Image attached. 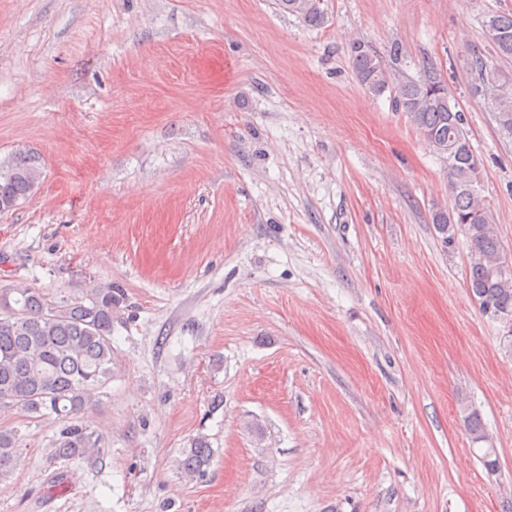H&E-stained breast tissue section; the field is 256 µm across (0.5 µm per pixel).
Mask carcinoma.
Segmentation results:
<instances>
[{"mask_svg": "<svg viewBox=\"0 0 512 512\" xmlns=\"http://www.w3.org/2000/svg\"><path fill=\"white\" fill-rule=\"evenodd\" d=\"M279 10L309 27L325 22L321 0H276ZM486 24L508 33L493 41L499 54L512 57V12L495 13ZM349 59L360 85L379 95L392 78L382 57L366 42L349 45ZM471 67L487 72L488 63L472 56ZM396 102L428 146L448 160L454 204L431 221L451 246L465 238L469 249L468 288L479 309L493 307L494 318L512 322V272L501 271L503 249L494 229L490 204L478 192L481 163L473 151L463 118L450 103L448 87L433 70L420 79L400 80ZM497 110L501 129L512 133V74L487 72L476 89ZM40 177L36 157L18 153L0 164V206L10 208L30 196ZM120 302L112 285H99L80 297L49 300L23 283L0 290V409L17 408L30 419L54 415L64 422L55 440V455L64 460L100 452L102 437L81 422L95 404L96 392L112 373V309ZM182 471L205 472L212 458L209 444L191 441L183 449ZM19 436L0 429V471L17 465Z\"/></svg>", "mask_w": 512, "mask_h": 512, "instance_id": "cac0c4a2", "label": "carcinoma"}]
</instances>
